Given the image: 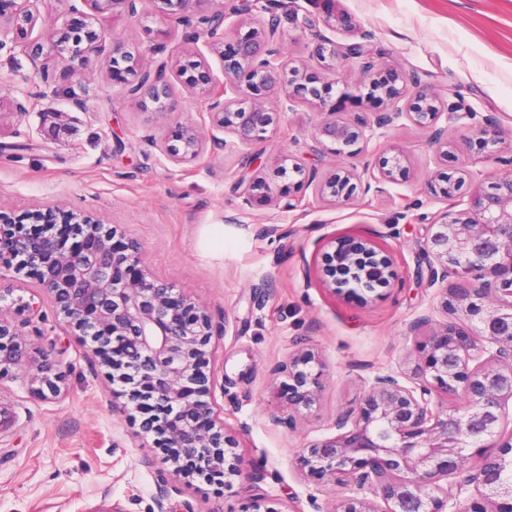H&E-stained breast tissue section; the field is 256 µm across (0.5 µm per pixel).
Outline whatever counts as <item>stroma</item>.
Masks as SVG:
<instances>
[{"mask_svg":"<svg viewBox=\"0 0 512 512\" xmlns=\"http://www.w3.org/2000/svg\"><path fill=\"white\" fill-rule=\"evenodd\" d=\"M139 18L104 14L106 42L141 53L162 41L175 46L168 71L172 95L159 139L177 123L202 122L205 111L188 90L183 65L194 45L158 15L153 0H140ZM335 39L356 41L370 31L382 69L418 73L435 92L455 87L477 112L502 125L499 162L485 161L477 144L456 135L448 154L428 148L425 131L399 119L386 141L403 147L404 171L383 179V192L346 206L313 200L299 176L276 174L286 155L306 157L317 108L289 113L263 144L260 165L270 182L308 199L303 211L272 206L239 210L233 190L242 174L234 154H203L173 165L142 139L149 116L122 100L109 63L90 56L80 80L86 107L67 97L55 108L71 113V137L56 141L41 130L40 108L24 119L14 99L34 90L37 78L19 52H0V211L24 216L48 204L100 217L115 228L117 243L143 246L145 268L208 308L227 333L209 366V387L227 428L243 448V485L216 489L203 480L184 483L162 449L143 437L141 418L112 384L109 370L44 301L38 281L21 276L8 305L16 319L32 318L38 331L25 338L28 360L15 379L0 382V512H89L100 503L123 512H249L254 498L289 503L293 512L332 508L346 487L301 471L303 448L330 436L340 411L364 404L366 381L379 372L410 373L417 356L408 327L423 313L441 319L440 298L418 272L426 268L421 243L446 208L428 192L436 175L462 176L481 169L497 174L512 166V0H336ZM283 44L293 62L328 82L337 117L356 120L382 110L360 91L358 74L319 71L310 62L309 35L285 25ZM237 216L234 224L225 223ZM370 239L388 249L397 277L375 292L333 291L319 273L334 240ZM325 361L319 404L293 428L277 425L288 388L271 369L296 346ZM62 352L65 377L59 397L31 390L43 357Z\"/></svg>","mask_w":512,"mask_h":512,"instance_id":"35a3bbf8","label":"stroma"}]
</instances>
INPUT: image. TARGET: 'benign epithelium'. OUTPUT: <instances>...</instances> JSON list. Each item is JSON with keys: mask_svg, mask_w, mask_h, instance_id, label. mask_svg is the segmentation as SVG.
<instances>
[{"mask_svg": "<svg viewBox=\"0 0 512 512\" xmlns=\"http://www.w3.org/2000/svg\"><path fill=\"white\" fill-rule=\"evenodd\" d=\"M67 27L53 31L58 43L74 29L81 30L84 47L76 54L57 52L60 74L75 75L88 55L112 57L129 63L134 79L123 84V98L164 115L171 87L167 72L174 51L154 45L142 60H135L109 45L98 28L108 10L133 18L141 0H67ZM202 0H160L166 20L185 28L184 40L202 45L219 57L224 82L218 84L207 68L188 79L187 85L205 106L209 134L194 123H182L176 143H158L147 134L144 141L159 149L173 164L200 158L204 142L211 151H238L258 147L274 134L281 116L302 104L326 105V86L312 84L307 73L288 67L280 36L283 21L310 32V56L324 69H343L360 61V86L388 102L385 110L369 112L356 122L336 119L330 111L313 128L312 139L322 147L344 148L357 143L368 147L386 137L387 131L406 116L428 133V145L440 151L453 133L465 129L488 149L485 159H496L500 122L492 115H478L457 91L449 87L440 95L415 72L380 71L371 57L372 35L339 45L316 23L314 9L323 0H234L231 13L221 0L198 11ZM31 0H0V50H19L55 95V69L47 60L48 39L33 31L39 17ZM247 16L237 25L234 43L225 44L228 15ZM289 72L288 84L281 76ZM279 97V110L267 100ZM50 132L69 130V113L52 111ZM295 173L314 186V200L328 206L347 205L356 193H381L383 188L362 181L356 169L320 176L318 170L294 161ZM242 206L281 203L293 211L303 200L284 192L274 193L255 175L236 183ZM430 193L452 206L456 184L447 178L431 185ZM67 213L54 207L37 209L31 217L42 225L55 224ZM81 238L78 250L63 245L55 235H37L0 211V254L22 257L12 264L15 274L35 270L39 285L68 325L90 342L89 349L112 370L136 379L125 393L138 411L148 402L173 408L177 415L165 422L163 448L178 459L175 475L190 483L202 476L220 488L231 487L242 476L240 441L226 429L208 400L205 369L218 347L212 337L226 335L216 327L205 308L178 292L169 283L148 276L142 266V246L131 239L122 250L112 244L114 230L91 217H74L68 225ZM423 250L429 257L427 284L437 288L445 312L462 322L476 323L465 332L456 323L444 322L419 344L420 356L406 378L395 372L377 373L370 380L364 406L336 415V434L307 448L300 466L319 472L355 492L336 503L333 512H512V482L500 473L512 472V172L500 174L488 189L468 196L463 214L446 209L431 224ZM366 267L367 291L386 288L395 278L390 253L371 240L341 241L328 256L320 279L334 290L351 284L352 268ZM12 320L11 308L0 306V381L23 365L24 329ZM57 357H46L38 380L45 388L37 395L58 393L61 378ZM273 373L288 379V408L308 409L321 391L322 363L309 351H299L277 363ZM438 387L460 400L450 411L432 398ZM482 462L466 467L472 452ZM451 479L442 485L440 481ZM473 488L479 498H461ZM368 490L373 498L356 494Z\"/></svg>", "mask_w": 512, "mask_h": 512, "instance_id": "1", "label": "benign epithelium"}]
</instances>
